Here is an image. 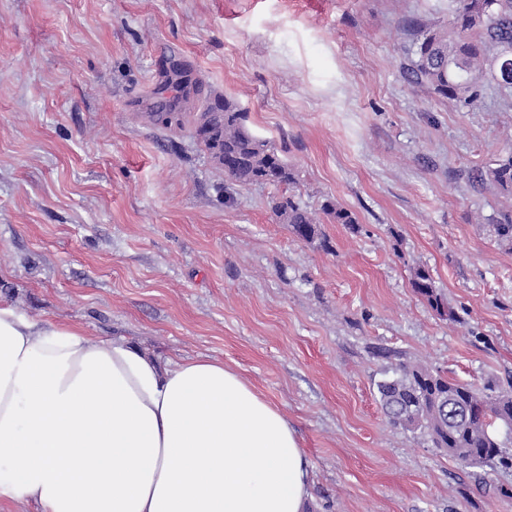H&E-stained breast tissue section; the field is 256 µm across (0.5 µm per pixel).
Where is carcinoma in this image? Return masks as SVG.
<instances>
[{"instance_id":"obj_1","label":"carcinoma","mask_w":512,"mask_h":512,"mask_svg":"<svg viewBox=\"0 0 512 512\" xmlns=\"http://www.w3.org/2000/svg\"><path fill=\"white\" fill-rule=\"evenodd\" d=\"M453 2L457 30H418L408 71L434 94L474 107L476 81L488 76L497 82L502 68L512 66V0ZM195 135L235 182L295 183L287 160L246 127L245 114L226 97L208 98ZM487 175L500 188L512 189V155L496 160ZM273 212L299 239L312 242L319 236L314 218L293 199L274 204ZM411 286L439 315L453 317L425 268L414 270ZM377 389L393 425L422 431L434 447L469 467L512 468V454L488 432L493 420L512 430V390L479 388L417 364L399 365L396 376L379 382Z\"/></svg>"}]
</instances>
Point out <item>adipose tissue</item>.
Instances as JSON below:
<instances>
[{"label": "adipose tissue", "instance_id": "1", "mask_svg": "<svg viewBox=\"0 0 512 512\" xmlns=\"http://www.w3.org/2000/svg\"><path fill=\"white\" fill-rule=\"evenodd\" d=\"M286 416L223 360L163 367L0 302V500L41 512H304Z\"/></svg>", "mask_w": 512, "mask_h": 512}]
</instances>
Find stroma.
I'll use <instances>...</instances> for the list:
<instances>
[{
	"label": "stroma",
	"instance_id": "stroma-1",
	"mask_svg": "<svg viewBox=\"0 0 512 512\" xmlns=\"http://www.w3.org/2000/svg\"><path fill=\"white\" fill-rule=\"evenodd\" d=\"M450 0H0V301L167 364L243 375L296 428L306 512H512V470L392 426L399 364L512 386V95L476 108L406 74ZM179 65L228 97L294 185L225 177L194 134L203 96L158 113ZM293 197L329 241L273 214ZM351 212L355 227L322 206ZM429 271L455 313L410 284ZM495 162L487 171L489 180L503 190L512 189V154Z\"/></svg>",
	"mask_w": 512,
	"mask_h": 512
}]
</instances>
